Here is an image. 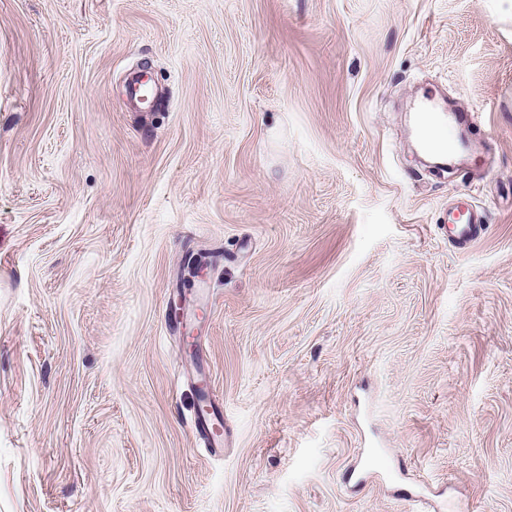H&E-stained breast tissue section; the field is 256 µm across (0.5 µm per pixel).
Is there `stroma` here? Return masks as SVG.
I'll return each mask as SVG.
<instances>
[{
    "mask_svg": "<svg viewBox=\"0 0 512 512\" xmlns=\"http://www.w3.org/2000/svg\"><path fill=\"white\" fill-rule=\"evenodd\" d=\"M0 512H512V0H0ZM446 112L448 110L440 105L435 93L424 96L416 117L422 146L431 151L448 154L462 150L471 163H478L481 156L476 153L469 154L467 143L458 139L455 133L462 124V116L453 112L447 115ZM479 214L472 209L467 199L460 198L448 211V228L443 225L455 243L461 248L469 247L485 231ZM197 394L198 400L204 401L205 405L195 419V430L211 448H222L223 424L221 419L223 416L216 403V396L213 394L211 384H205L201 378Z\"/></svg>",
    "mask_w": 512,
    "mask_h": 512,
    "instance_id": "obj_1",
    "label": "stroma"
}]
</instances>
